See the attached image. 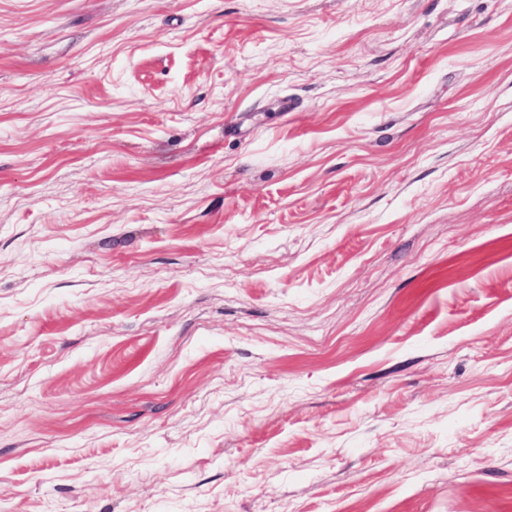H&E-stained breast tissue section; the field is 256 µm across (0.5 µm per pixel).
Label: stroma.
I'll list each match as a JSON object with an SVG mask.
<instances>
[{
	"mask_svg": "<svg viewBox=\"0 0 512 512\" xmlns=\"http://www.w3.org/2000/svg\"><path fill=\"white\" fill-rule=\"evenodd\" d=\"M0 512H512V0H0Z\"/></svg>",
	"mask_w": 512,
	"mask_h": 512,
	"instance_id": "35a3bbf8",
	"label": "stroma"
}]
</instances>
